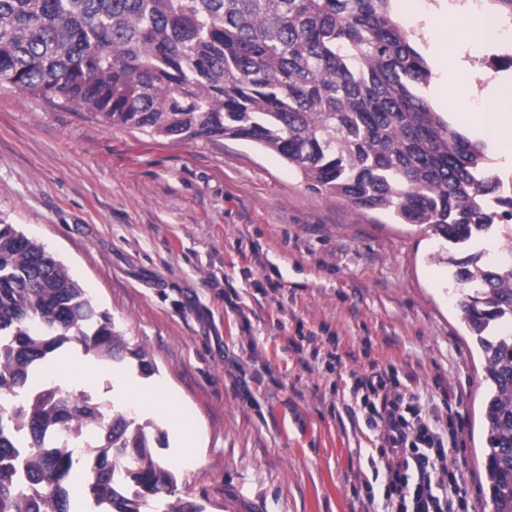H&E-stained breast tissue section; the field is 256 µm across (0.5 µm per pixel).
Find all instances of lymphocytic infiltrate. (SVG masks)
<instances>
[{"label":"lymphocytic infiltrate","mask_w":512,"mask_h":512,"mask_svg":"<svg viewBox=\"0 0 512 512\" xmlns=\"http://www.w3.org/2000/svg\"><path fill=\"white\" fill-rule=\"evenodd\" d=\"M353 389L368 425L379 432L377 455L367 463L380 481L367 490L368 505L383 501L386 512H474L448 466L461 451L457 429L427 419L419 393L403 385L394 368L371 370Z\"/></svg>","instance_id":"1"}]
</instances>
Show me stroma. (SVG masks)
Instances as JSON below:
<instances>
[{
    "instance_id": "obj_1",
    "label": "stroma",
    "mask_w": 512,
    "mask_h": 512,
    "mask_svg": "<svg viewBox=\"0 0 512 512\" xmlns=\"http://www.w3.org/2000/svg\"><path fill=\"white\" fill-rule=\"evenodd\" d=\"M469 56V83L512 81ZM0 221L68 269L201 427L170 500L203 512H366L367 427L354 379L394 367L427 417L453 414L449 460L476 512L487 448L485 358L451 295L444 242L309 188L278 154L173 141L0 87ZM312 337L294 349L291 338ZM340 360L332 364L329 354ZM456 400L445 408L441 393Z\"/></svg>"
}]
</instances>
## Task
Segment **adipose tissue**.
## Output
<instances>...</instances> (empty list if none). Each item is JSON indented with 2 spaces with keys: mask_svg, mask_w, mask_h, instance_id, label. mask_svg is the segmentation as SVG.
Listing matches in <instances>:
<instances>
[{
  "mask_svg": "<svg viewBox=\"0 0 512 512\" xmlns=\"http://www.w3.org/2000/svg\"><path fill=\"white\" fill-rule=\"evenodd\" d=\"M424 4L425 0H399L398 8L405 16L425 18L435 67L440 74L436 96L443 102L467 101L471 96L470 86L458 77L462 69L460 50L481 45L494 36L497 29L493 17L473 9L471 0H447L440 11L429 15L424 12ZM451 119L476 131L499 159L512 164V84L494 87L478 109L452 113ZM117 396L135 410L173 420L183 456L197 455L199 425L181 413L165 389L125 382L119 386Z\"/></svg>",
  "mask_w": 512,
  "mask_h": 512,
  "instance_id": "ef3b65f1",
  "label": "adipose tissue"
}]
</instances>
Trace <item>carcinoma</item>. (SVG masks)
Returning <instances> with one entry per match:
<instances>
[{"label":"carcinoma","instance_id":"1","mask_svg":"<svg viewBox=\"0 0 512 512\" xmlns=\"http://www.w3.org/2000/svg\"><path fill=\"white\" fill-rule=\"evenodd\" d=\"M430 76L391 0H0L1 87L151 137L252 142L310 188L447 241L486 359L482 493L512 512V181L419 94ZM70 343L150 370L60 261L0 222V512H68L76 473L100 512H143L175 482L146 426L77 390L11 402Z\"/></svg>","mask_w":512,"mask_h":512}]
</instances>
